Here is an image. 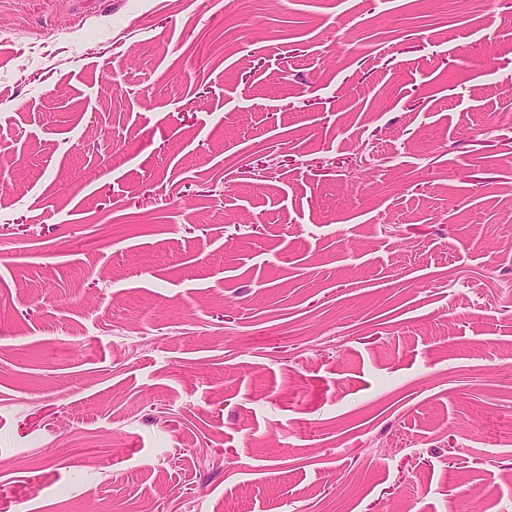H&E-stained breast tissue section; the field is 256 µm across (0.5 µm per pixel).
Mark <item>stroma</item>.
<instances>
[{"instance_id": "stroma-1", "label": "stroma", "mask_w": 512, "mask_h": 512, "mask_svg": "<svg viewBox=\"0 0 512 512\" xmlns=\"http://www.w3.org/2000/svg\"><path fill=\"white\" fill-rule=\"evenodd\" d=\"M0 33V512H512V0Z\"/></svg>"}]
</instances>
